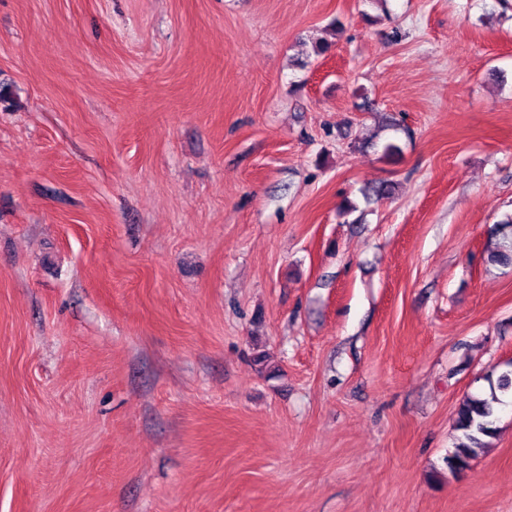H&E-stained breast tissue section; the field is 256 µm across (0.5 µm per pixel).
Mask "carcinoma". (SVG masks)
<instances>
[{"label":"carcinoma","mask_w":512,"mask_h":512,"mask_svg":"<svg viewBox=\"0 0 512 512\" xmlns=\"http://www.w3.org/2000/svg\"><path fill=\"white\" fill-rule=\"evenodd\" d=\"M493 235L499 237L496 250L490 256L495 264H512V236L495 227ZM489 395L470 393L460 401L454 425V443L446 463L448 472L456 474L467 467L480 452L490 447V440L499 432L500 412L509 405L506 397L512 392V370L485 377Z\"/></svg>","instance_id":"1"}]
</instances>
